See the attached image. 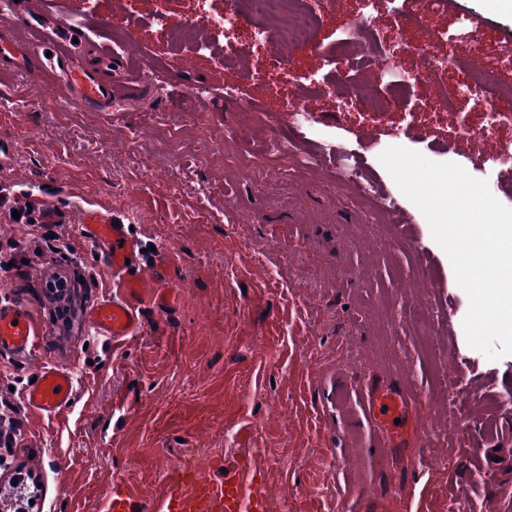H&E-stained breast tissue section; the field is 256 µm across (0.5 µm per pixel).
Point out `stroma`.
Masks as SVG:
<instances>
[{
  "mask_svg": "<svg viewBox=\"0 0 512 512\" xmlns=\"http://www.w3.org/2000/svg\"><path fill=\"white\" fill-rule=\"evenodd\" d=\"M314 7L316 48L293 50L290 75L271 85L255 78L264 48L226 70L167 41L197 0H40L80 27L82 64L111 77L100 54L107 45L176 82L131 89L125 111L99 112L28 103L25 79L0 72V300L24 304L42 328L33 360L0 361V512H14L22 487L36 495L30 512H106L104 493L117 482L134 512H146L191 448L217 449L213 467L253 455L272 490L270 512H355L373 496L389 512H492L512 495V433L495 432L512 422V355L492 362L468 345V297L409 199L401 204L412 224L383 231L358 188L336 180L341 148L398 194L379 161L390 146L498 179L493 156L512 143V127L493 141L455 139V126L482 122L479 109L465 98L433 108L430 87L416 83L397 97L377 88L388 114L364 131L354 99L304 82L362 80L336 41L372 14L378 41L393 48L389 6ZM464 16L477 23L484 65L497 63L512 47V11L452 0L431 25L452 33ZM296 94L310 124L286 162L268 147L287 134L281 106ZM305 155L326 164L304 167ZM17 205L30 222L11 218ZM83 207L133 225L141 266L169 260L163 303L145 302L142 333L115 344L86 321L111 293L112 272L78 234ZM61 239L72 245L64 255L55 251ZM55 273L70 284L59 303L45 288ZM42 364L71 371L77 389L73 407L52 418L22 400ZM445 370L457 376L449 391L436 383ZM387 383L418 400L402 448L382 447L360 406L367 385Z\"/></svg>",
  "mask_w": 512,
  "mask_h": 512,
  "instance_id": "35a3bbf8",
  "label": "stroma"
}]
</instances>
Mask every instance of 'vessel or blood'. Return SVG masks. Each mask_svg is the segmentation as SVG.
<instances>
[{
  "mask_svg": "<svg viewBox=\"0 0 512 512\" xmlns=\"http://www.w3.org/2000/svg\"><path fill=\"white\" fill-rule=\"evenodd\" d=\"M25 26L34 39L19 47L0 42V66L14 68L32 80L41 71L52 72L59 98L66 104L90 106L102 112L124 104L122 88L141 86L144 68L126 64L116 71L113 82H103L97 71L80 64L71 46L73 36L61 19H46L38 10H29ZM81 236L98 248L114 276L115 292L94 304L87 321L95 335L120 341L139 335L142 328L140 306L144 300L162 298L167 281L165 256H158L152 269L130 267L139 253V244L126 224H114L111 214L81 210L76 218ZM39 326L30 310L9 302L0 304V355L26 361L35 354ZM35 382L26 383L23 398L29 410L40 417H52L71 407L76 398L72 375L60 368L42 365ZM415 400L407 390L389 384L371 390L364 411L375 428L392 446H400L413 423ZM268 491L262 473L249 455H241L226 469L199 472L193 467L173 471L169 482L153 506L154 512H268ZM106 512H132L127 488L112 484L106 496Z\"/></svg>",
  "mask_w": 512,
  "mask_h": 512,
  "instance_id": "1",
  "label": "vessel or blood"
}]
</instances>
